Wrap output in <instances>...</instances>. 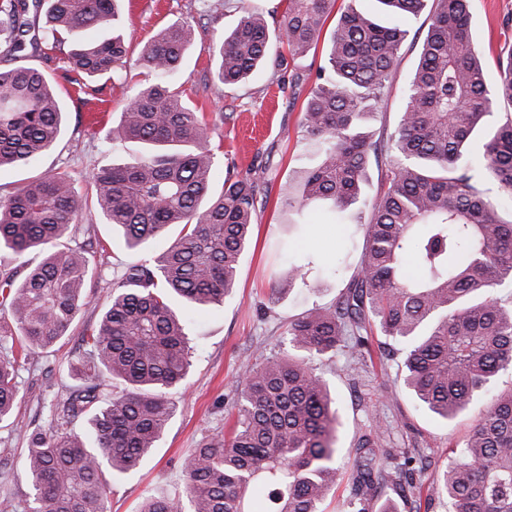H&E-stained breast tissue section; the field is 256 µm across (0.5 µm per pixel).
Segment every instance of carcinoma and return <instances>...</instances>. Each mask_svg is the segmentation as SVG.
Segmentation results:
<instances>
[{
	"mask_svg": "<svg viewBox=\"0 0 512 512\" xmlns=\"http://www.w3.org/2000/svg\"><path fill=\"white\" fill-rule=\"evenodd\" d=\"M398 15L430 9L431 23L393 130L377 139L364 121L382 111L409 32L352 8L323 36L336 0H288L283 13L245 11L208 46L218 78L243 83L258 67L281 68L286 55L322 47L325 65L303 111L302 127L319 160L305 172L288 206L301 212L326 201L340 215L367 205L359 269L330 306L288 323L289 345L303 353L268 358L240 385L228 435L196 449L185 466L184 496L152 498L140 512H321L336 486L339 415L311 361L345 350L363 356L377 332L405 342L403 384L431 413L451 419L479 405L480 420L451 450L441 491L454 512H512V389L493 392L512 373V220L481 186L495 182L512 197V119L495 128L478 154L473 134L493 125L494 109L512 105V50L490 85L471 33V0H377ZM123 0H0V47L24 59L40 44L69 45L66 68L126 82L131 63ZM196 42V21L160 28L142 46L140 85L106 133L144 145L129 164L92 171L98 215L140 251L175 224L179 236L162 252L112 279V300L82 341L87 356L71 367L81 382L50 405L47 428L27 435L24 460L31 493L23 512H104L111 474L135 469L171 419L170 390L185 379L193 309L224 302L236 288L248 251L259 192L250 174H229L213 191L215 154L205 113L173 87ZM64 104L38 69H0V168L24 166L51 151L64 131ZM388 165L380 194L362 199L370 160ZM82 209L71 176L47 173L0 196V247L42 259L24 279L0 270V304L17 329L0 325V422L19 400V367L66 336L88 305L94 271L77 232ZM84 431L73 428L76 418ZM415 448L379 451L369 439L353 449L350 512L379 478L413 481Z\"/></svg>",
	"mask_w": 512,
	"mask_h": 512,
	"instance_id": "1",
	"label": "carcinoma"
}]
</instances>
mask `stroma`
I'll list each match as a JSON object with an SVG mask.
<instances>
[{
  "label": "stroma",
  "mask_w": 512,
  "mask_h": 512,
  "mask_svg": "<svg viewBox=\"0 0 512 512\" xmlns=\"http://www.w3.org/2000/svg\"><path fill=\"white\" fill-rule=\"evenodd\" d=\"M287 0H240V9L269 11ZM240 9L212 17L203 0H127L124 19L134 31L130 58H137L144 42L159 28L187 17L197 22V44L181 68L184 98L194 108L218 120L211 146L216 155L214 189H221L227 172L240 174L268 169L270 180L257 197L251 245L243 257L237 286L223 304L194 315L186 333L192 347L191 367L181 386L170 392L175 412L156 448L135 470L113 480L105 512H138L148 497L181 494L184 464L206 439L224 434L237 413V387L263 358L286 349V326L305 310L328 305L344 291L356 272L363 250L365 227L347 219L334 222L327 207L311 205L303 213L289 209L284 196L288 184L301 180L316 151L301 128L305 101L315 75L324 63L322 51L312 50L289 59L284 70L265 67L237 88L224 86L217 77L218 62L205 46L213 36L231 29ZM472 33L488 63V79L496 81V60L502 48H512V0H472ZM417 60L416 48H404L392 75L386 109L368 120L367 132L379 134L393 127L402 109V91ZM29 65L44 73L62 98L65 131L57 146L29 167L0 169V195L20 188L27 180L50 171H67L82 198H91L88 176L109 162L124 163L140 156L135 142L107 145L103 130L117 125L119 113L132 92L103 79H88L92 92L82 101L64 78L62 54L41 49ZM79 237L91 240L96 260L113 272L138 259L111 225L101 223L94 207L78 219ZM307 261L311 271L305 282L292 286L271 301L273 288L288 279L292 263ZM89 304L76 317L69 336L24 365L18 377L20 427L46 428L50 402L65 400L77 381L68 365L85 353L81 336L94 326L111 300L107 279L87 284ZM384 357L366 359L349 353L315 360L314 366L336 400L340 415L338 465L342 478L323 512H348L352 448L360 439L375 437L380 448L421 449L423 469L414 487L392 482L379 485L370 512L393 500L398 512H410L413 499L429 503L428 512H448L447 500L432 491L449 450L461 443L479 421L471 407L451 420L418 407L402 384L403 367L398 341L372 336ZM26 440L18 429L0 424V512H17L30 492L23 467Z\"/></svg>",
  "instance_id": "obj_1"
}]
</instances>
